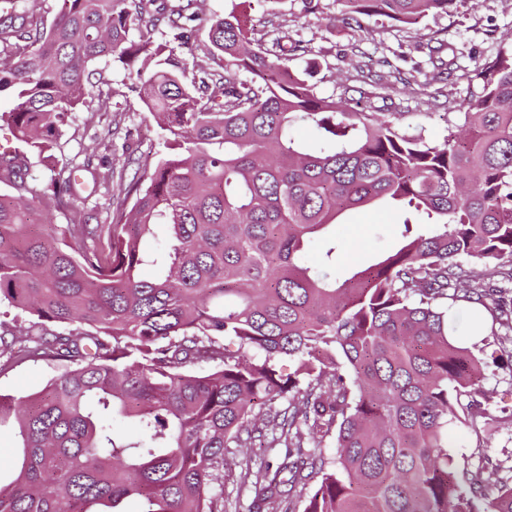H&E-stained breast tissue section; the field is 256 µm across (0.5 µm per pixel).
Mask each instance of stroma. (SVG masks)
<instances>
[{"instance_id": "stroma-1", "label": "stroma", "mask_w": 512, "mask_h": 512, "mask_svg": "<svg viewBox=\"0 0 512 512\" xmlns=\"http://www.w3.org/2000/svg\"><path fill=\"white\" fill-rule=\"evenodd\" d=\"M235 6L251 19L256 35L279 24L291 38L304 41L316 65L311 81L319 96L347 93L358 98L359 109L386 113L401 130L423 134L433 143L455 130L447 113L480 94L477 69L512 45V0H462L457 11L429 14L406 27L372 17L360 29L342 25L339 0H320L313 13L303 0H239ZM436 46L444 58L453 59L452 75L433 68L429 54ZM376 74L383 78V89L359 97L360 88ZM101 80L87 105L63 126L54 156L57 166H83L76 206L95 210L106 222L110 203L124 197L135 175V159H156L159 129L137 93L111 101L113 89L127 81L123 72L103 69ZM391 221L388 214L374 211L345 225L348 259L391 248ZM468 346L481 362L480 388L497 422L478 428L460 421L450 425V452L461 471L485 465V476L494 484L512 476V335L473 336ZM59 370V364L45 361L16 364L0 371V394L18 398L41 391ZM282 459L281 452L256 446L230 455L224 467V512H268L242 475Z\"/></svg>"}]
</instances>
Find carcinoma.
<instances>
[{"mask_svg": "<svg viewBox=\"0 0 512 512\" xmlns=\"http://www.w3.org/2000/svg\"><path fill=\"white\" fill-rule=\"evenodd\" d=\"M341 2L360 28L459 0ZM199 11L62 0L46 24L0 0V122L23 147L0 154L17 192L0 198V310L40 324L0 334V370L66 363L20 410L0 395L22 448L0 463V512H224L226 456L255 442L285 449L261 491L288 485L287 512L310 482L303 512H512V480L481 511L482 467L464 482L448 453L450 425L492 419L463 337L512 333V47L434 144L319 96L288 66L302 41L264 47L235 4L208 20L211 63L189 64ZM101 63L127 74L163 153L110 223L56 224L78 170L46 190L28 154L53 149ZM371 207L396 215V246L339 276L336 227Z\"/></svg>", "mask_w": 512, "mask_h": 512, "instance_id": "cac0c4a2", "label": "carcinoma"}]
</instances>
